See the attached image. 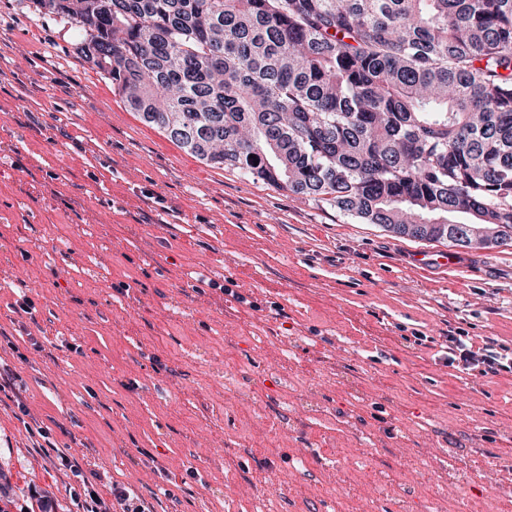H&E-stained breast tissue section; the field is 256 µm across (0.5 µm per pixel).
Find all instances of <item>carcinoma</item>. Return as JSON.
<instances>
[{"mask_svg":"<svg viewBox=\"0 0 512 512\" xmlns=\"http://www.w3.org/2000/svg\"><path fill=\"white\" fill-rule=\"evenodd\" d=\"M217 168L403 237L512 242V0H34Z\"/></svg>","mask_w":512,"mask_h":512,"instance_id":"obj_1","label":"carcinoma"}]
</instances>
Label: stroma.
<instances>
[{"label": "stroma", "instance_id": "35a3bbf8", "mask_svg": "<svg viewBox=\"0 0 512 512\" xmlns=\"http://www.w3.org/2000/svg\"><path fill=\"white\" fill-rule=\"evenodd\" d=\"M76 39L0 0V366L28 408L0 397L8 512H77L95 472L152 512H512L489 492L512 482V372L468 378L447 351H512V245L402 237L206 165ZM31 436L33 438H36V442L38 446H34L36 448H45L47 452L53 451L57 453L61 465L64 467L72 468L73 470H77L75 465H72V461L70 460L69 456L59 448H67V447H60L57 446L55 442H53L50 438V429L48 427H38L35 431L31 430L30 432ZM39 440L43 441V443H40Z\"/></svg>", "mask_w": 512, "mask_h": 512}]
</instances>
